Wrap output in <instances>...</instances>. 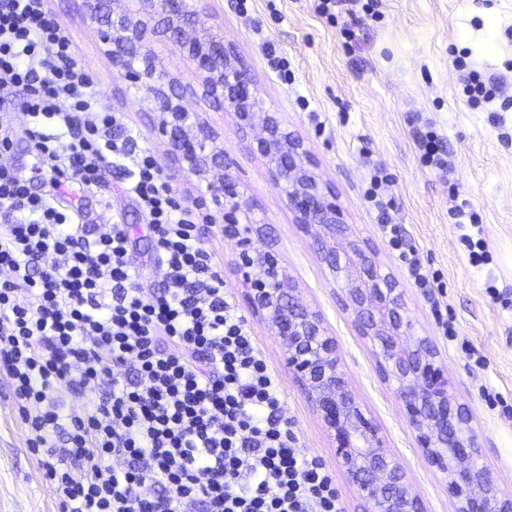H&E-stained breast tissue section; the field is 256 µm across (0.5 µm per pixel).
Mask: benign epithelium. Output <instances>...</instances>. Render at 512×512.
Segmentation results:
<instances>
[{
	"mask_svg": "<svg viewBox=\"0 0 512 512\" xmlns=\"http://www.w3.org/2000/svg\"><path fill=\"white\" fill-rule=\"evenodd\" d=\"M201 2L188 7L186 0H122L109 16V34L101 36L100 49L124 81L137 85L156 72L154 46L174 40L195 82L178 91L159 89L157 100L164 110L181 112V102L190 98L220 104L247 135L261 126L262 136L255 142L270 181L295 224L316 246L352 325L370 342L378 371L403 407L418 452L446 482L454 512H512V495L496 488L435 344L415 331L404 289L379 261L376 249L357 238L344 221L336 194L318 174L311 152L288 131L279 113L264 107L247 69L223 37L201 40L185 35ZM213 138L211 131L199 127L195 133L182 130L170 141L177 160L190 173L205 176L216 169L211 173L224 191V234L239 238L235 266L243 276L249 310L279 339L285 367L335 444L340 465L367 504L366 512H427L353 391L322 312L304 299L275 252L253 246L250 225L257 220L242 205L224 155L205 153V143Z\"/></svg>",
	"mask_w": 512,
	"mask_h": 512,
	"instance_id": "benign-epithelium-1",
	"label": "benign epithelium"
}]
</instances>
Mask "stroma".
Listing matches in <instances>:
<instances>
[{"label":"stroma","mask_w":512,"mask_h":512,"mask_svg":"<svg viewBox=\"0 0 512 512\" xmlns=\"http://www.w3.org/2000/svg\"><path fill=\"white\" fill-rule=\"evenodd\" d=\"M237 2L206 0L194 35L218 34L234 45L267 108L304 140L347 223L378 250L404 288L419 333L436 344L451 389L472 416L498 490L512 493V415L489 409L483 396L490 388L512 401V308L500 303L501 298L512 299V0H381L379 16L364 15L355 24L343 14L333 20L319 15L315 0H248L244 12ZM47 5L73 35L76 58L91 76L99 102L125 114L139 144L155 149L179 188L204 196L211 209H223L221 192L182 168L171 151L162 131L156 83L132 88L117 75L99 48L97 26L84 17L82 0H47ZM349 23L356 31L350 45L341 34ZM458 58L465 68L455 66ZM472 69L496 82L499 92L492 104L474 108L463 96ZM422 119L431 122L452 154V173L422 164L416 143ZM188 120L213 130L208 151H223L233 159L242 203L255 208L259 220L252 232L256 245L275 250L304 298L323 312L351 386L389 451L403 463L427 512H452L444 480L419 455L401 406L378 373L369 342L342 311L309 238L270 183L255 142L243 136L234 114L220 107L191 106ZM377 165L393 176L388 190L391 221L401 225L429 267L440 271L459 341H467L469 350L444 339L427 297L415 288L376 220L365 188ZM123 187L122 178L113 176L87 192L84 205L111 200L114 212L133 229L142 278L158 283L161 275L146 235V217ZM457 199L480 217L488 265L476 267L469 261L463 229L448 214ZM490 284L500 300L487 294ZM247 323L279 375L298 450L322 456L346 512H363L333 442L283 366L278 340L256 318ZM475 351L484 355L485 366L474 365ZM57 510L41 465L27 447L9 377L0 368V512Z\"/></svg>","instance_id":"obj_1"}]
</instances>
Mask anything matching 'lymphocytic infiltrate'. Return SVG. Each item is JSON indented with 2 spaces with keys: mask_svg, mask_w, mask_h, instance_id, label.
<instances>
[{
  "mask_svg": "<svg viewBox=\"0 0 512 512\" xmlns=\"http://www.w3.org/2000/svg\"><path fill=\"white\" fill-rule=\"evenodd\" d=\"M91 87L46 0H0V367L58 512H346L322 457L297 452L279 377L206 245L223 224ZM19 132L36 156L25 176ZM116 171L148 217L160 287L140 280L120 216L73 221ZM391 182L375 168L366 195L432 287L390 222Z\"/></svg>",
  "mask_w": 512,
  "mask_h": 512,
  "instance_id": "1",
  "label": "lymphocytic infiltrate"
}]
</instances>
